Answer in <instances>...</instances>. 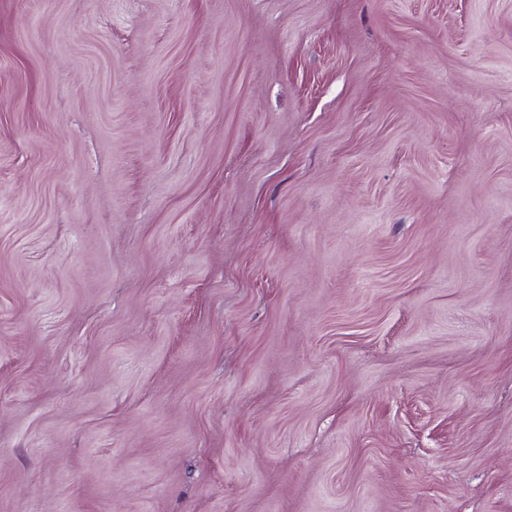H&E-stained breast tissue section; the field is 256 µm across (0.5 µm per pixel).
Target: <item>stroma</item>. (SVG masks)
<instances>
[{"instance_id":"1","label":"stroma","mask_w":512,"mask_h":512,"mask_svg":"<svg viewBox=\"0 0 512 512\" xmlns=\"http://www.w3.org/2000/svg\"><path fill=\"white\" fill-rule=\"evenodd\" d=\"M0 512H512V0H0Z\"/></svg>"}]
</instances>
